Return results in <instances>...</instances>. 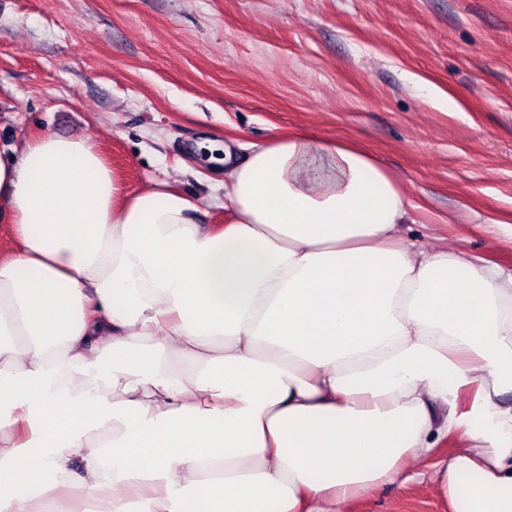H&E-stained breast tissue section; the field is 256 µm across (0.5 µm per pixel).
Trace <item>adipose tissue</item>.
Segmentation results:
<instances>
[{
	"label": "adipose tissue",
	"instance_id": "ef3b65f1",
	"mask_svg": "<svg viewBox=\"0 0 512 512\" xmlns=\"http://www.w3.org/2000/svg\"><path fill=\"white\" fill-rule=\"evenodd\" d=\"M223 152L226 223L88 135L0 147V512H512V272L423 247L358 146ZM91 494L81 486L72 487L66 496L60 500V511L63 512H89L91 508ZM357 512H448V506L434 496L408 486L388 488L367 494Z\"/></svg>",
	"mask_w": 512,
	"mask_h": 512
}]
</instances>
